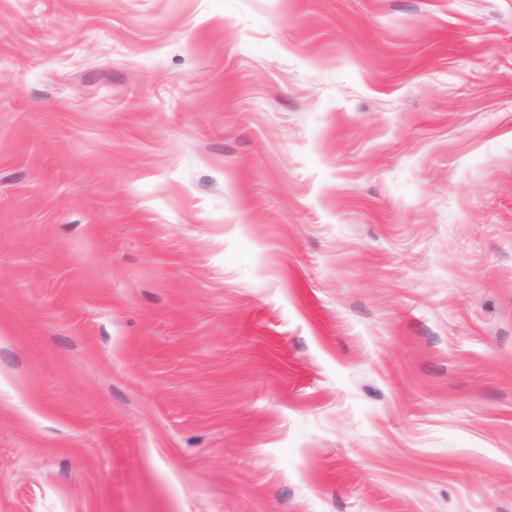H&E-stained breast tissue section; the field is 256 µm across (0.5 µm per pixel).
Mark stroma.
Wrapping results in <instances>:
<instances>
[{"instance_id":"stroma-1","label":"stroma","mask_w":512,"mask_h":512,"mask_svg":"<svg viewBox=\"0 0 512 512\" xmlns=\"http://www.w3.org/2000/svg\"><path fill=\"white\" fill-rule=\"evenodd\" d=\"M0 512H512V0H0Z\"/></svg>"}]
</instances>
